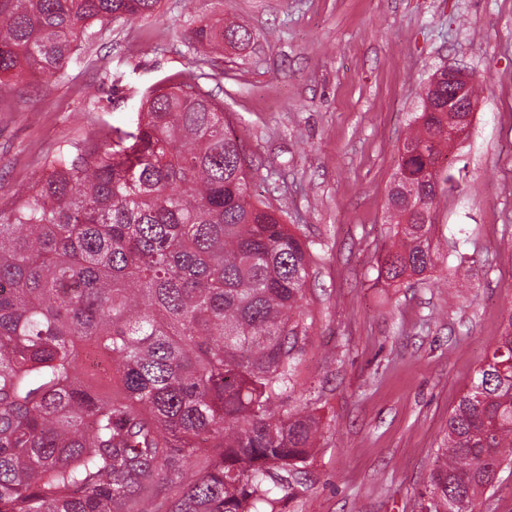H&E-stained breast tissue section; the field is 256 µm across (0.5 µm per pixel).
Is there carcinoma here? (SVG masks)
<instances>
[{
    "label": "carcinoma",
    "instance_id": "obj_1",
    "mask_svg": "<svg viewBox=\"0 0 512 512\" xmlns=\"http://www.w3.org/2000/svg\"><path fill=\"white\" fill-rule=\"evenodd\" d=\"M159 2L0 0V95L66 77L105 28ZM185 37L209 69L150 91L130 128L58 150L0 208V512H141L175 480L167 512H284L305 491L320 418L282 404L311 340L315 243L253 200L242 141L205 89L209 55L250 47L251 26ZM426 94L387 194L393 288L436 265L433 211L454 188L448 82ZM89 351L118 390L89 381ZM444 443L421 512H475L512 466V312Z\"/></svg>",
    "mask_w": 512,
    "mask_h": 512
}]
</instances>
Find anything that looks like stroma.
<instances>
[{"label": "stroma", "instance_id": "stroma-1", "mask_svg": "<svg viewBox=\"0 0 512 512\" xmlns=\"http://www.w3.org/2000/svg\"><path fill=\"white\" fill-rule=\"evenodd\" d=\"M242 16L254 42L221 56L224 110L244 142L251 193L287 206L316 244L312 338L288 408L316 407L319 451L290 512H419L448 414L512 310V0H163L120 20L62 80L0 97V207L24 197L46 157L127 127L143 94L195 69L181 34ZM480 81L451 150L441 258L398 288L378 277L392 243L386 194L431 76ZM470 274L461 299L446 284Z\"/></svg>", "mask_w": 512, "mask_h": 512}]
</instances>
